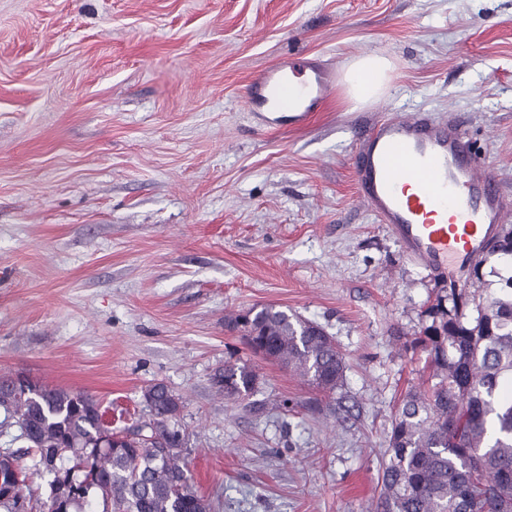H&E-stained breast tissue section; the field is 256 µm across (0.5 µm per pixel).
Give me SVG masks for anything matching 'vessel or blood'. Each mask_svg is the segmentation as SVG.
Returning <instances> with one entry per match:
<instances>
[{
	"label": "vessel or blood",
	"instance_id": "b4317fda",
	"mask_svg": "<svg viewBox=\"0 0 512 512\" xmlns=\"http://www.w3.org/2000/svg\"><path fill=\"white\" fill-rule=\"evenodd\" d=\"M290 83L298 89L291 99L284 94ZM337 88L334 67L300 54L253 80L246 105L269 129L300 127ZM352 160L360 200L421 266L444 268L452 253L477 262L512 216V197L497 187L460 122L381 114L358 132Z\"/></svg>",
	"mask_w": 512,
	"mask_h": 512
}]
</instances>
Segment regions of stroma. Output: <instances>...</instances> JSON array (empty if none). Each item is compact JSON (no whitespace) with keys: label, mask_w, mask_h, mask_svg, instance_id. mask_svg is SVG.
Returning <instances> with one entry per match:
<instances>
[{"label":"stroma","mask_w":512,"mask_h":512,"mask_svg":"<svg viewBox=\"0 0 512 512\" xmlns=\"http://www.w3.org/2000/svg\"><path fill=\"white\" fill-rule=\"evenodd\" d=\"M298 50L386 59L380 98L265 130L246 87ZM384 111L462 121L512 195V0H0V375L116 429L165 383L212 512H375L396 410L432 383L412 341L470 269L413 263L359 203L354 140ZM264 305L335 338L341 387L225 327ZM236 360L261 380L232 401ZM259 379L256 369L247 362H226L224 369L219 370L213 378L215 386L227 399H240L254 393Z\"/></svg>","instance_id":"obj_1"}]
</instances>
